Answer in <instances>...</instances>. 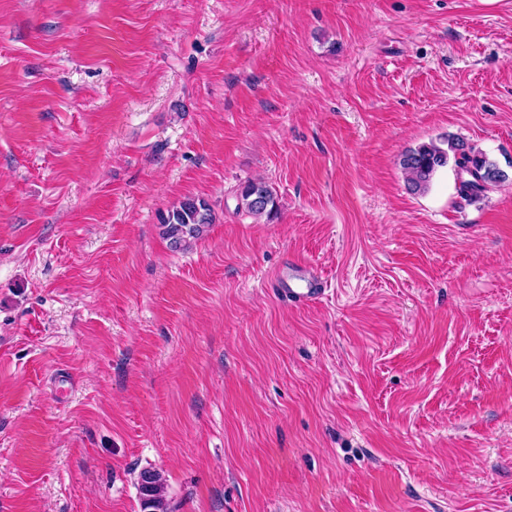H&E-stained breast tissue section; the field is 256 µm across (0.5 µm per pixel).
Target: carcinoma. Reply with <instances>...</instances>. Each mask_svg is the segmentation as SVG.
<instances>
[{"instance_id":"cac0c4a2","label":"carcinoma","mask_w":512,"mask_h":512,"mask_svg":"<svg viewBox=\"0 0 512 512\" xmlns=\"http://www.w3.org/2000/svg\"><path fill=\"white\" fill-rule=\"evenodd\" d=\"M454 160L459 172L457 191L468 200L479 197L490 187L504 182L508 175L487 155L463 141L451 142L443 148L433 142L406 151L400 166L406 175L408 189L414 193L428 190L435 174ZM240 206L261 215L274 204L272 191L263 182H249L239 193ZM211 224L208 204L188 198L170 211L162 223V234L175 251H184L198 240ZM138 489L143 512H168L167 488L160 472L143 470L138 476Z\"/></svg>"}]
</instances>
